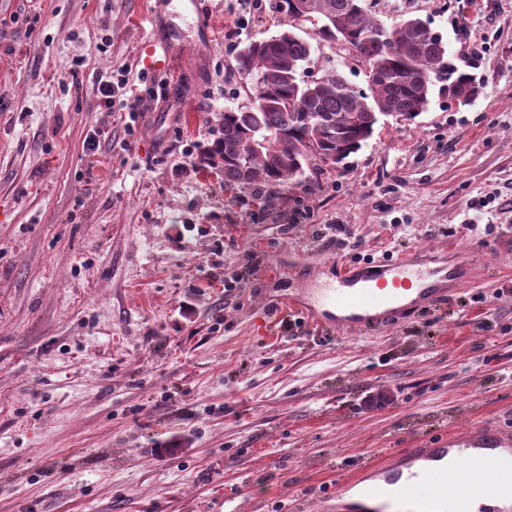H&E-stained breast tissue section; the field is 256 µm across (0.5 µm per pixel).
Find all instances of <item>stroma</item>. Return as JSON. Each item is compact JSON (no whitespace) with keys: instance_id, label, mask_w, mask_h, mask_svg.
Here are the masks:
<instances>
[{"instance_id":"1","label":"stroma","mask_w":512,"mask_h":512,"mask_svg":"<svg viewBox=\"0 0 512 512\" xmlns=\"http://www.w3.org/2000/svg\"><path fill=\"white\" fill-rule=\"evenodd\" d=\"M271 0H6L0 6V512H293L357 467L441 433L512 429V0H365L416 15L481 84L381 118L343 164L225 191L197 167L215 115L248 106L234 67L286 27ZM182 43L135 135L98 115L92 74ZM313 66L365 86L316 26ZM180 146L168 162L160 157ZM473 274L446 307L328 334L273 301L337 261H430ZM247 287H236L238 277Z\"/></svg>"}]
</instances>
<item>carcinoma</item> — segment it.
<instances>
[{
    "mask_svg": "<svg viewBox=\"0 0 512 512\" xmlns=\"http://www.w3.org/2000/svg\"><path fill=\"white\" fill-rule=\"evenodd\" d=\"M271 0L288 29L247 44L236 67L249 79L252 106L217 114L219 137L202 145L205 169L226 190L293 184L304 167L333 165L359 150L381 116L411 121L424 112L434 86L449 98H477L473 76L448 60V47L415 17L387 24L371 17L362 0ZM321 22L319 34L344 41L379 79L360 88L333 68L307 85L299 75L311 61V44L297 33L303 22Z\"/></svg>",
    "mask_w": 512,
    "mask_h": 512,
    "instance_id": "carcinoma-1",
    "label": "carcinoma"
}]
</instances>
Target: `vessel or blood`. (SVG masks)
I'll return each instance as SVG.
<instances>
[{"label": "vessel or blood", "mask_w": 512, "mask_h": 512, "mask_svg": "<svg viewBox=\"0 0 512 512\" xmlns=\"http://www.w3.org/2000/svg\"><path fill=\"white\" fill-rule=\"evenodd\" d=\"M180 53L169 42H148L142 64L153 72L178 64ZM335 281L317 291L279 302L278 307L302 315L320 329L339 333L368 330L393 325L407 318L416 309L446 304L448 283L458 282L457 269L440 270L428 267L410 256L388 259L374 269L336 264ZM499 449L512 455V431L504 428L474 429L465 433L441 436L437 447L426 454L438 458L440 452L465 449L466 455L457 465L464 479L452 485L445 470L410 472L406 479L390 475V482H402L405 496L418 506V512H444L445 503H453L456 512H471L475 498L503 497L512 501V483L493 477L482 447ZM363 472H355L336 491L343 512H371L370 501L383 495L382 486H364Z\"/></svg>", "instance_id": "vessel-or-blood-1"}]
</instances>
